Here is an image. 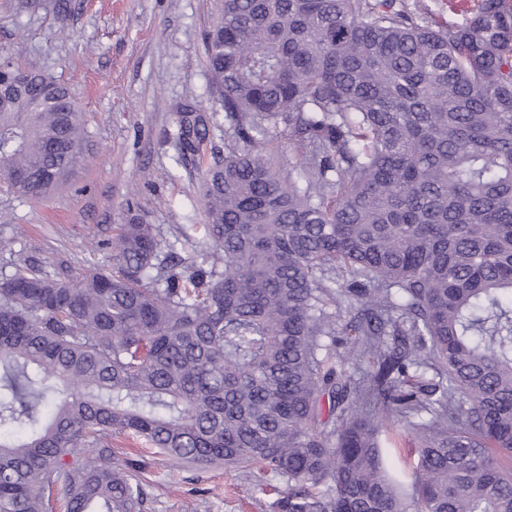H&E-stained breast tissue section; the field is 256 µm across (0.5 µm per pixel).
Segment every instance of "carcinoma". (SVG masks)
I'll list each match as a JSON object with an SVG mask.
<instances>
[{"instance_id":"obj_1","label":"carcinoma","mask_w":512,"mask_h":512,"mask_svg":"<svg viewBox=\"0 0 512 512\" xmlns=\"http://www.w3.org/2000/svg\"><path fill=\"white\" fill-rule=\"evenodd\" d=\"M205 50L242 147L203 177L200 264L133 217L110 272L0 275V512H145L121 434L281 478L273 512H512V0H217ZM0 82V176L44 198L80 108L29 111L71 92L10 55ZM207 130L182 117L176 166ZM430 9L432 15L436 19L445 21L451 20L461 22L465 15H469L468 11L462 12L470 6L469 0H424ZM466 1L465 4L457 2Z\"/></svg>"}]
</instances>
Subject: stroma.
<instances>
[{
  "label": "stroma",
  "mask_w": 512,
  "mask_h": 512,
  "mask_svg": "<svg viewBox=\"0 0 512 512\" xmlns=\"http://www.w3.org/2000/svg\"><path fill=\"white\" fill-rule=\"evenodd\" d=\"M214 0H0V51L68 85L82 109L85 161L43 200L0 179V272L16 263L74 280L110 267L112 227L139 216L188 257L205 248L198 184L237 142L213 85L203 35ZM209 135L177 170L173 134L184 113ZM149 482L147 512H272L273 493L238 470L174 466L157 449L121 436Z\"/></svg>",
  "instance_id": "1"
}]
</instances>
